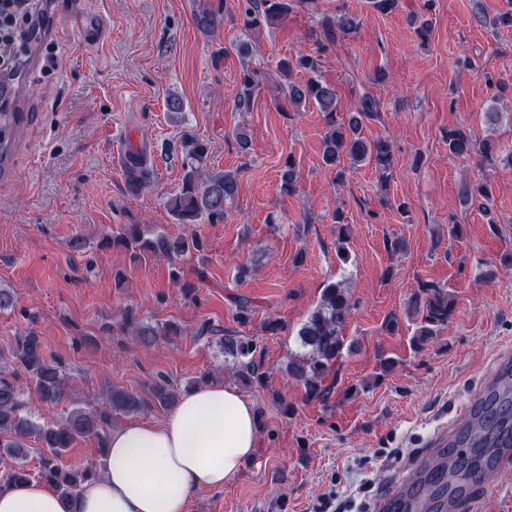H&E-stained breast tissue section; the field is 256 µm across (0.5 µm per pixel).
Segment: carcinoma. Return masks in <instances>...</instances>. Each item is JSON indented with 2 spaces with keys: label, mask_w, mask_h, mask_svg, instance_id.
Returning a JSON list of instances; mask_svg holds the SVG:
<instances>
[{
  "label": "carcinoma",
  "mask_w": 512,
  "mask_h": 512,
  "mask_svg": "<svg viewBox=\"0 0 512 512\" xmlns=\"http://www.w3.org/2000/svg\"><path fill=\"white\" fill-rule=\"evenodd\" d=\"M240 18L239 47L241 55L252 52V38L265 26L281 23L288 14L300 7H307L313 0H232ZM196 24L206 34H212L224 25V14L220 10L204 9L196 16ZM323 39L312 54L297 53L283 57L276 63V70L286 77L284 99L295 107L312 104L323 113L327 131L322 140V161L335 170L336 181L345 176L346 167H355L364 162L374 165L380 180L387 181L392 175L394 155L390 143L384 139L368 140L361 136L363 122L379 112V102L369 93L359 95L357 109L347 117L336 115V87L321 76L325 53L342 46V37L357 31V18L347 12L335 17L324 16L319 20ZM301 72L304 80L292 81L293 73ZM262 71L245 63L240 72V90L235 106L240 112H248L255 95L264 86ZM448 150L454 154L505 155L512 161V147L503 148L475 140L466 131L456 128L448 130ZM184 175L180 191L171 197L167 206L179 224H196L206 219L210 222L224 219L226 206L239 195V176L232 171H210L206 169L208 144L197 135L184 134ZM149 171L143 166L140 154L131 152L126 167V179L130 183H146ZM298 180L296 161L288 157L280 170L282 192L292 195ZM465 204H476L488 211L492 196L488 183L477 185L465 183L459 189ZM336 252L347 249L348 227L343 213L335 212ZM108 246L122 247L139 259L165 258L173 261L194 251L199 252L202 243L192 236H171L154 233L127 224L122 231L105 237ZM239 322L246 323L254 313L249 298L237 296L233 299ZM354 307L347 288L341 281L329 283L322 291L316 307L297 330L301 352L288 360V371L300 382L305 397H324L328 389L322 386L325 374L340 357L345 345L343 327ZM454 308V299L448 290L433 284L419 285L408 299V314L417 320L418 327L411 343L419 349L429 339L437 336L448 324ZM123 330L134 340L145 345L152 344L159 336L178 334V327L165 323L152 325L130 314ZM201 334L216 336V343L224 351V361L231 363L236 378L245 386H266L267 371L262 361L256 359L258 342L225 332L221 328L203 326ZM28 375V386L38 400L58 403L66 398L69 375L56 358L48 355L41 337L33 330L19 333L6 350L0 351V458L8 456L11 464L0 470V490L12 484L40 480L51 484L65 502L72 501L82 485L98 475L96 466L88 461L79 465L63 462V453L79 438L95 435L100 445H105L112 428L115 412L138 413L158 404L172 407L177 394L170 390L165 380H160L151 389V398L125 388L111 386L106 391L103 405L96 411L84 410L75 398L69 399L70 408L56 423L40 424L32 418L24 387L19 383L18 372ZM36 438L49 454L40 455L39 466L29 468L27 460L31 454L27 440Z\"/></svg>",
  "instance_id": "cac0c4a2"
}]
</instances>
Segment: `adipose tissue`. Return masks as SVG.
Masks as SVG:
<instances>
[{
	"label": "adipose tissue",
	"instance_id": "obj_1",
	"mask_svg": "<svg viewBox=\"0 0 512 512\" xmlns=\"http://www.w3.org/2000/svg\"><path fill=\"white\" fill-rule=\"evenodd\" d=\"M257 441L254 408L234 387H194L162 422L113 429L101 474L75 500L33 480L0 491V512H185L193 493L231 482Z\"/></svg>",
	"mask_w": 512,
	"mask_h": 512
}]
</instances>
